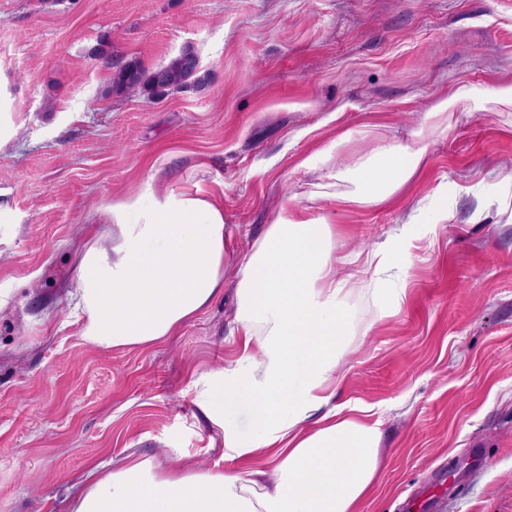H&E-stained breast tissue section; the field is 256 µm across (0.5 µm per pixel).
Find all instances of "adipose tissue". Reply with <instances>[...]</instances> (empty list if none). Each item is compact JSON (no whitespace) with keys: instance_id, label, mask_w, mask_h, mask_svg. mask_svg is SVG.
<instances>
[{"instance_id":"adipose-tissue-1","label":"adipose tissue","mask_w":512,"mask_h":512,"mask_svg":"<svg viewBox=\"0 0 512 512\" xmlns=\"http://www.w3.org/2000/svg\"><path fill=\"white\" fill-rule=\"evenodd\" d=\"M512 112V83L459 82L437 98L410 140L364 126L323 143L304 166L349 183L342 208L390 201L416 174L435 135L456 111ZM369 154L333 167L354 137ZM111 224L83 245L71 293L91 346L141 348L164 341L224 293V211L200 191L113 201ZM336 236L324 215L281 205L263 237L236 264L241 355L209 375L208 411L232 419L246 409L250 435L224 428V454L249 460L271 450L272 471L203 470L187 463L162 473L135 456L95 466L67 512H359L381 460L379 432L362 407L337 417L326 408L356 334L349 280L336 275ZM373 275L404 272L413 261L410 229L379 249Z\"/></svg>"}]
</instances>
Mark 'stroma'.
<instances>
[{
    "instance_id": "stroma-1",
    "label": "stroma",
    "mask_w": 512,
    "mask_h": 512,
    "mask_svg": "<svg viewBox=\"0 0 512 512\" xmlns=\"http://www.w3.org/2000/svg\"><path fill=\"white\" fill-rule=\"evenodd\" d=\"M192 46L202 91L151 99L111 63L157 69ZM512 82V0H0V512H66L101 461L163 471L225 457L202 375L242 352L237 258L283 197L327 216L362 334L329 409L361 405L382 470L361 512H512V120L456 114L390 202L341 209L301 161L361 124L408 139L458 82ZM444 224L412 228L414 260L379 317L351 264L441 183ZM201 189L224 210V294L144 349L85 344L68 291L113 200ZM485 462L465 478L448 464Z\"/></svg>"
}]
</instances>
